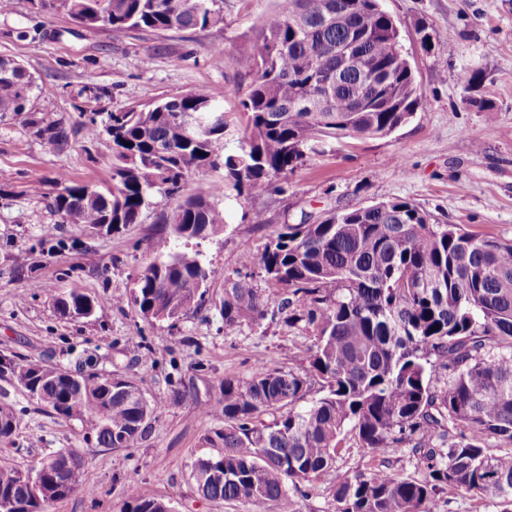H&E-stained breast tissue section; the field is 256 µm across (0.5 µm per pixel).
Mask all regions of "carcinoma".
I'll list each match as a JSON object with an SVG mask.
<instances>
[{
    "mask_svg": "<svg viewBox=\"0 0 512 512\" xmlns=\"http://www.w3.org/2000/svg\"><path fill=\"white\" fill-rule=\"evenodd\" d=\"M239 65L252 77L240 105L239 149L226 152L228 115L220 100L188 89L112 120V186L59 179L53 200L78 224H108L118 233L140 222L157 196L172 203L169 234L152 243L154 259L135 275L128 301L145 319L174 320L204 300L210 271L199 251L178 243L224 227V212L189 193L192 179L224 170V181L251 194L268 190L327 144L389 136L424 104L400 34L378 0H276ZM77 24L127 36L149 28L179 32L224 25L219 0H48ZM351 48L353 62L336 57ZM34 80L24 66L0 58V112L34 124ZM202 117L196 127L188 114ZM49 148L68 139L65 127L42 130ZM225 280L224 328L255 324L275 294L255 287L254 272L292 288L294 302L319 330L308 366L256 367L245 380L221 383L222 399L205 413L224 418L209 430L212 451L195 461L197 493L215 503L285 508L290 488L336 468L347 436L381 456L402 445L423 466L418 477L379 467L336 472V512H434L437 495L457 487L500 500L512 512V240L435 224L397 199L368 209L331 211L309 224H283L260 251H245ZM439 329L432 330L433 326ZM322 397L302 406L310 377ZM0 378L28 391L62 419L89 423L104 448H129L156 405L118 374L70 371L13 362ZM267 424H256L263 415ZM16 429L0 405V441ZM509 450L493 454L489 441ZM24 471L0 466V499L16 512H48L84 488L82 461L65 476L49 469L39 492ZM128 512H172L170 503L127 489Z\"/></svg>",
    "mask_w": 512,
    "mask_h": 512,
    "instance_id": "carcinoma-1",
    "label": "carcinoma"
}]
</instances>
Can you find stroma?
Masks as SVG:
<instances>
[{
  "label": "stroma",
  "instance_id": "obj_1",
  "mask_svg": "<svg viewBox=\"0 0 512 512\" xmlns=\"http://www.w3.org/2000/svg\"><path fill=\"white\" fill-rule=\"evenodd\" d=\"M224 24L173 33L116 36L88 29L37 0H13L0 13V56L18 61L35 81L36 126L0 113V355L59 367L122 374L161 406L129 448L98 446L88 424L57 418L0 379V403L16 431L0 441V464L21 469L66 448L84 462L85 490L55 501L49 512H125L126 487L168 500L174 512H278L200 497L190 467L209 453L206 432L221 418L204 415L221 396L224 377L248 378L265 361L297 367L317 342L316 326L282 317L225 328L224 280L243 251L263 248L273 227L318 219L332 210L398 198L433 222L512 240V0H380L395 21L415 81L427 100L392 135L345 139L289 176L283 191L238 194L217 170L194 179L192 194L224 212V228L202 241L210 270L202 306L174 321L141 317L127 297L136 273L153 258L166 229V200L120 233L64 222L51 206L58 176L109 184L112 141L89 137L90 122L186 89L223 99L228 150L241 133L239 100L251 77L239 65L275 0H224ZM224 62L214 65L213 48ZM493 120H486L484 105ZM65 125L66 143L46 148L40 129ZM259 211L265 223H251ZM78 289L97 300L93 316L62 315L52 291ZM407 477L422 470L410 450L384 458L348 441L338 469L379 465ZM334 473L289 492L288 512H336Z\"/></svg>",
  "mask_w": 512,
  "mask_h": 512
}]
</instances>
